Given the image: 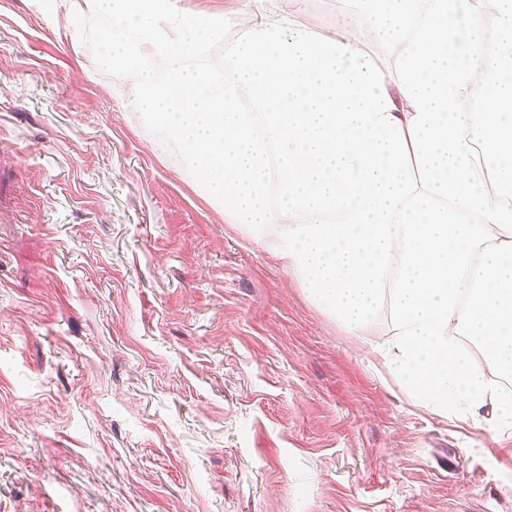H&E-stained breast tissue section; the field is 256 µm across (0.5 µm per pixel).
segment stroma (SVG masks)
<instances>
[{
	"instance_id": "1",
	"label": "stroma",
	"mask_w": 512,
	"mask_h": 512,
	"mask_svg": "<svg viewBox=\"0 0 512 512\" xmlns=\"http://www.w3.org/2000/svg\"><path fill=\"white\" fill-rule=\"evenodd\" d=\"M72 0H0V512H512V429L426 407L229 223ZM251 25L238 0H178ZM314 35L341 0H267Z\"/></svg>"
}]
</instances>
